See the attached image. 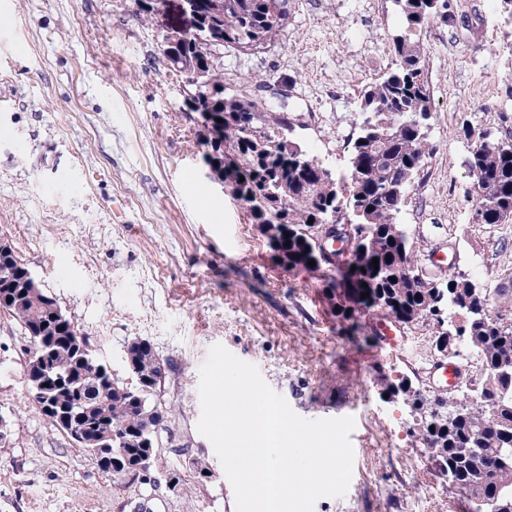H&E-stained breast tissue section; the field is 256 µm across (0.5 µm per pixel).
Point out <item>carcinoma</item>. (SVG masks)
I'll return each mask as SVG.
<instances>
[{"mask_svg": "<svg viewBox=\"0 0 512 512\" xmlns=\"http://www.w3.org/2000/svg\"><path fill=\"white\" fill-rule=\"evenodd\" d=\"M195 2L196 33H170L181 51L169 63L180 72H200L215 90L204 106L224 114L208 135L204 162L238 166L253 223L288 226L290 243L278 250L288 254L290 267H308L314 225L341 224L344 215L361 224L354 229L358 244L349 266L338 262L322 274L330 290L341 289L344 320L361 306L400 324L429 320L437 329L435 348L446 350L455 344L453 316H466V349L481 357L482 368L463 375L460 413L448 417L456 404L437 393L413 391L406 379L391 388L413 398L418 415L414 436L454 480L452 487L466 496L472 512H512V294L479 288L463 274L420 279L406 231L398 223L412 184L436 151L428 135L432 106L423 80L421 33L432 22L453 26L457 16L448 7L436 13L432 0H394L404 25L393 38V67L362 91L363 120L351 141L349 173L329 180L319 173L323 165L298 143L277 137L276 131L288 129L286 118L267 111L256 95L225 92L223 68L214 60L217 46L249 54L273 43L288 24L289 0ZM464 132L471 140L466 166L473 178L475 212L484 224L511 222L512 143L486 139L469 127ZM0 266L9 270L0 276V313L53 345L47 360L66 390L64 403L78 407L92 401V410L79 422L88 438L109 429L119 439L115 447L131 455L159 447L158 436L169 432L172 410L159 398L162 372L152 346L129 341L137 349L136 370L128 382L114 376L91 350L72 349L80 328L61 321L62 309L52 295L28 294L26 267L18 256ZM352 278L368 281L374 303L355 298Z\"/></svg>", "mask_w": 512, "mask_h": 512, "instance_id": "carcinoma-1", "label": "carcinoma"}]
</instances>
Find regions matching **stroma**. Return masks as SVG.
I'll return each instance as SVG.
<instances>
[{"mask_svg": "<svg viewBox=\"0 0 512 512\" xmlns=\"http://www.w3.org/2000/svg\"><path fill=\"white\" fill-rule=\"evenodd\" d=\"M466 24H429L424 80L436 152L400 215L419 268L512 289V223H475L464 128L512 136V14L501 0H449ZM176 13L143 20L133 0H0V236L79 326L91 350L127 377L124 350L148 341L174 411L172 441L146 477H118L36 409L26 334L0 315V512H235L234 490L201 416L200 369L214 345L257 367L299 416H350L353 475L313 512H452L450 489L410 433L406 377L431 389L434 327H403L401 349L353 321L319 272L280 264L247 208L205 176L183 74L158 43ZM403 27L394 0H290L279 39L224 52L228 92L251 80L292 136L336 174L348 170L360 95L393 62ZM447 255L434 265L432 252ZM365 337L348 339L350 325ZM205 460L214 476L192 468ZM180 481L169 487L173 466Z\"/></svg>", "mask_w": 512, "mask_h": 512, "instance_id": "35a3bbf8", "label": "stroma"}]
</instances>
